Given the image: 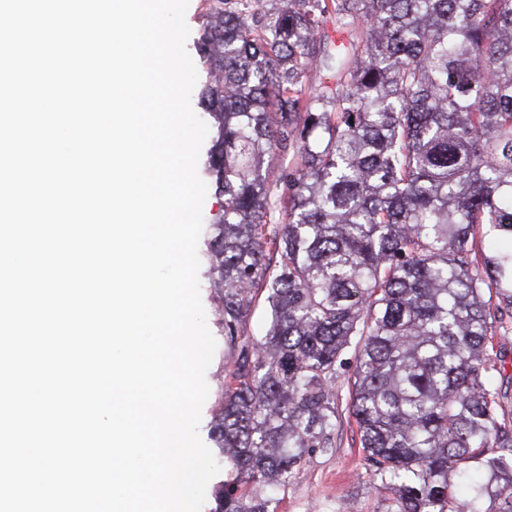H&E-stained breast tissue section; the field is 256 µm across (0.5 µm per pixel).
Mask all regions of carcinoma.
Segmentation results:
<instances>
[{"label":"carcinoma","mask_w":512,"mask_h":512,"mask_svg":"<svg viewBox=\"0 0 512 512\" xmlns=\"http://www.w3.org/2000/svg\"><path fill=\"white\" fill-rule=\"evenodd\" d=\"M207 4L211 287L232 350L209 434L236 472L215 512H268L238 486L284 483L334 447L350 350L349 412L398 512H478L483 494L512 512L492 381L512 319V0ZM328 16L351 36L333 51L316 38ZM313 67L336 84L307 95ZM287 145L284 198L266 172ZM260 291L271 322L253 340Z\"/></svg>","instance_id":"1"}]
</instances>
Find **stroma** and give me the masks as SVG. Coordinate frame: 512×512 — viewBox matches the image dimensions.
Here are the masks:
<instances>
[{"instance_id":"obj_1","label":"stroma","mask_w":512,"mask_h":512,"mask_svg":"<svg viewBox=\"0 0 512 512\" xmlns=\"http://www.w3.org/2000/svg\"><path fill=\"white\" fill-rule=\"evenodd\" d=\"M199 281L207 325L217 342L206 371L209 396L199 427L200 436L205 439L220 409L225 365L231 352L224 342L220 295L210 288L207 276H200ZM494 342L501 368L494 377L498 392L496 414L512 421V330L498 334ZM352 374V369H345L337 382L340 423L334 448L311 453L306 464L283 485L256 486V493L268 498L269 512H397L393 494L380 488L367 469L359 434L348 411V379Z\"/></svg>"}]
</instances>
